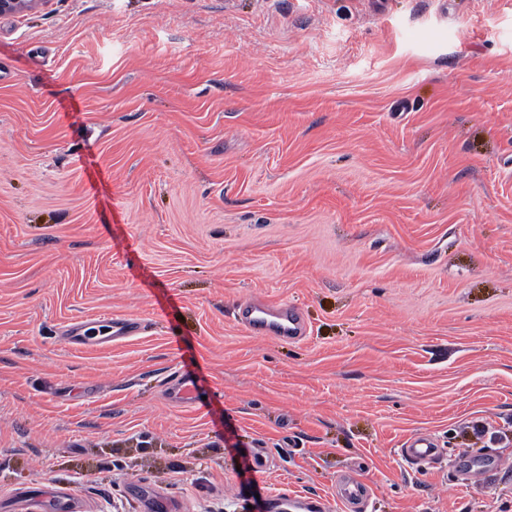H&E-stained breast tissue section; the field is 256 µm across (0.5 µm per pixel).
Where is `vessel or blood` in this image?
<instances>
[{
	"mask_svg": "<svg viewBox=\"0 0 512 512\" xmlns=\"http://www.w3.org/2000/svg\"><path fill=\"white\" fill-rule=\"evenodd\" d=\"M238 322L255 336H275L284 341H297L304 337L306 329L298 310L290 304L268 306L258 299H246L236 306ZM138 330L136 322L124 318H107L101 331H93L73 325L67 331L69 342L77 344H106L133 336ZM400 456L415 469H423L435 463L439 457V445L432 435L417 432L409 436L399 450ZM338 497L348 512H365L367 487L358 478L343 477L338 485Z\"/></svg>",
	"mask_w": 512,
	"mask_h": 512,
	"instance_id": "b4317fda",
	"label": "vessel or blood"
}]
</instances>
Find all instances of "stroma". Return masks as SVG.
<instances>
[{"label":"stroma","instance_id":"1","mask_svg":"<svg viewBox=\"0 0 512 512\" xmlns=\"http://www.w3.org/2000/svg\"><path fill=\"white\" fill-rule=\"evenodd\" d=\"M105 316L141 328L64 342ZM345 473L367 512H512V0L1 13L0 512H346ZM238 322L255 336H275L284 341H298L306 329L300 313L290 304L270 307L258 299H245L236 306ZM399 455L416 470H422L438 459L439 445L432 435L417 432L404 441ZM338 498L349 512H364L367 500V487L358 478L345 476L338 485Z\"/></svg>","mask_w":512,"mask_h":512}]
</instances>
